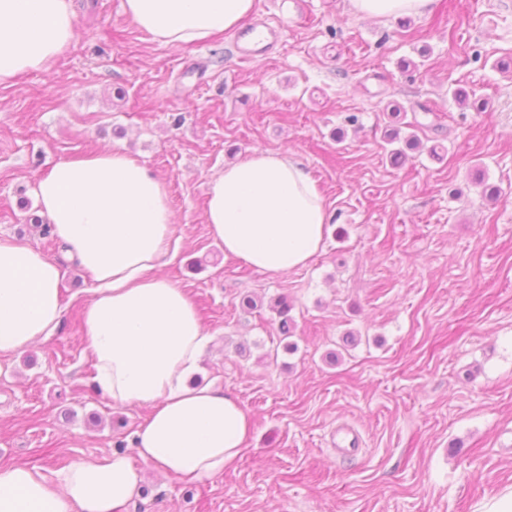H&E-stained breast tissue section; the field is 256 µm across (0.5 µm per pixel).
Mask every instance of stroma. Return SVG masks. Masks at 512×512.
I'll use <instances>...</instances> for the list:
<instances>
[{
    "mask_svg": "<svg viewBox=\"0 0 512 512\" xmlns=\"http://www.w3.org/2000/svg\"><path fill=\"white\" fill-rule=\"evenodd\" d=\"M73 8L75 41L50 73L0 86V236L64 270L58 330L0 360V464L100 459L147 415L93 390L92 276L33 221L52 165L115 147L167 185L177 250L161 271L214 335L198 375L252 423L222 474L146 472L129 512H476L512 487V73L495 67L512 57V0H437L406 33L349 0H255L281 36L254 60L232 31L167 45L121 0ZM460 85L485 111L457 104ZM392 102L421 142L398 168ZM255 149L301 162L334 213L322 249L284 275L225 258L204 222L211 178ZM282 295L293 353L271 307ZM347 431L360 446L341 454Z\"/></svg>",
    "mask_w": 512,
    "mask_h": 512,
    "instance_id": "35a3bbf8",
    "label": "stroma"
}]
</instances>
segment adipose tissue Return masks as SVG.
<instances>
[{"instance_id": "ef3b65f1", "label": "adipose tissue", "mask_w": 512, "mask_h": 512, "mask_svg": "<svg viewBox=\"0 0 512 512\" xmlns=\"http://www.w3.org/2000/svg\"><path fill=\"white\" fill-rule=\"evenodd\" d=\"M434 0H351L369 18L420 16ZM255 0H122L136 27L163 44L193 45L238 27ZM72 0H0V85L51 70L76 37ZM33 194L65 251L93 274L83 310L95 389L141 406L134 467L115 451L51 473L0 466V512H126L142 467L186 484L223 473L241 455L251 423L222 386L192 379L213 341L188 293L159 274L174 238L164 181L111 148L57 162ZM204 220L225 257L281 275L308 265L333 215L312 174L286 154L254 150L208 184ZM61 266L39 249L0 238V355L52 336L63 314Z\"/></svg>"}]
</instances>
